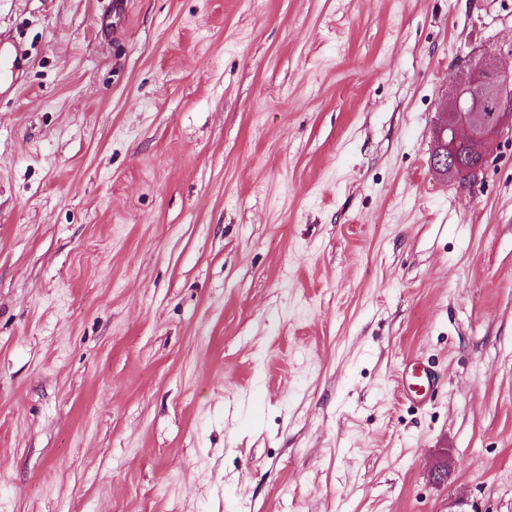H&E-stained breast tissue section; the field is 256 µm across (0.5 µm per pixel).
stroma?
I'll list each match as a JSON object with an SVG mask.
<instances>
[{"mask_svg":"<svg viewBox=\"0 0 512 512\" xmlns=\"http://www.w3.org/2000/svg\"><path fill=\"white\" fill-rule=\"evenodd\" d=\"M103 5L0 0V512H512V145L429 166L512 0ZM27 60L26 50L19 43L5 42L0 32V72L9 69L12 73V86L22 75ZM399 382L406 396L414 398L421 391L430 388L435 383V376L431 369L417 359H409L405 362L399 375Z\"/></svg>","mask_w":512,"mask_h":512,"instance_id":"obj_1","label":"stroma"}]
</instances>
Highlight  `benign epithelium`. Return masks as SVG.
Listing matches in <instances>:
<instances>
[{"label": "benign epithelium", "mask_w": 512, "mask_h": 512, "mask_svg": "<svg viewBox=\"0 0 512 512\" xmlns=\"http://www.w3.org/2000/svg\"><path fill=\"white\" fill-rule=\"evenodd\" d=\"M506 57L512 58L511 44L460 68L434 129L429 163L437 176L463 184L476 180L502 140L512 138Z\"/></svg>", "instance_id": "1"}]
</instances>
